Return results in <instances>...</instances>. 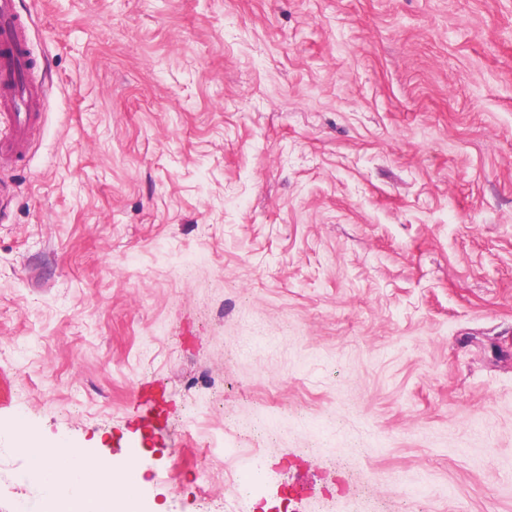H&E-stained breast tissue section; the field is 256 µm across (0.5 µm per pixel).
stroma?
Masks as SVG:
<instances>
[{"label":"stroma","mask_w":512,"mask_h":512,"mask_svg":"<svg viewBox=\"0 0 512 512\" xmlns=\"http://www.w3.org/2000/svg\"><path fill=\"white\" fill-rule=\"evenodd\" d=\"M19 6L0 512L25 442L141 512H512V0ZM17 0H0V166L23 161L47 90L32 79L29 27ZM4 128V130H3Z\"/></svg>","instance_id":"35a3bbf8"}]
</instances>
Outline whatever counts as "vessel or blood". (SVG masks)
<instances>
[{
	"label": "vessel or blood",
	"instance_id": "vessel-or-blood-1",
	"mask_svg": "<svg viewBox=\"0 0 512 512\" xmlns=\"http://www.w3.org/2000/svg\"><path fill=\"white\" fill-rule=\"evenodd\" d=\"M29 27L17 0H0V166L23 161L47 90L32 78Z\"/></svg>",
	"mask_w": 512,
	"mask_h": 512
}]
</instances>
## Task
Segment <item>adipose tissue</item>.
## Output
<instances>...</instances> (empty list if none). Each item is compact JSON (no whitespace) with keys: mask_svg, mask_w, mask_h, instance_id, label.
Returning <instances> with one entry per match:
<instances>
[{"mask_svg":"<svg viewBox=\"0 0 512 512\" xmlns=\"http://www.w3.org/2000/svg\"><path fill=\"white\" fill-rule=\"evenodd\" d=\"M26 453L48 499H63L91 512H138V502L114 493L115 471L90 449L30 447Z\"/></svg>","mask_w":512,"mask_h":512,"instance_id":"ef3b65f1","label":"adipose tissue"}]
</instances>
